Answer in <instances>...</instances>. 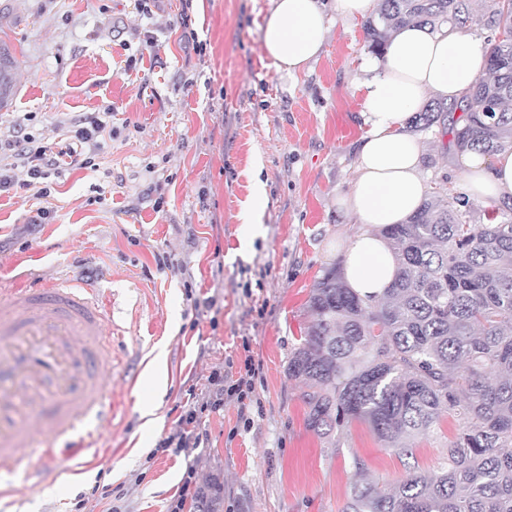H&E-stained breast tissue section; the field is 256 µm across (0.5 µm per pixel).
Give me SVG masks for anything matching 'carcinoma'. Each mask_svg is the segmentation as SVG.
I'll list each match as a JSON object with an SVG mask.
<instances>
[{"instance_id": "carcinoma-1", "label": "carcinoma", "mask_w": 512, "mask_h": 512, "mask_svg": "<svg viewBox=\"0 0 512 512\" xmlns=\"http://www.w3.org/2000/svg\"><path fill=\"white\" fill-rule=\"evenodd\" d=\"M471 21L466 0H380L364 33L377 54L407 25ZM478 25L491 31L487 76L451 105L425 104L412 126L439 127L457 153L493 156L512 150V11L495 0ZM15 69L1 43L0 101ZM379 234L397 261L382 295L355 293L340 262L310 288V321L287 368L305 386L306 424L328 435L364 421L400 457L445 416L458 433L441 471H408L386 492L359 480L344 512H512V205L478 223L466 195L433 187L405 223Z\"/></svg>"}]
</instances>
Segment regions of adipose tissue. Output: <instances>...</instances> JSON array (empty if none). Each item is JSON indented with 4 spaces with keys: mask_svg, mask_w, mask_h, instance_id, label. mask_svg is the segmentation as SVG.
I'll return each mask as SVG.
<instances>
[{
    "mask_svg": "<svg viewBox=\"0 0 512 512\" xmlns=\"http://www.w3.org/2000/svg\"><path fill=\"white\" fill-rule=\"evenodd\" d=\"M327 28L320 0H275L264 28V47L278 71L295 75L322 50ZM487 68L481 41L461 29L408 26L393 34L369 63L361 117L367 127L357 147L356 172L339 204L365 230L344 256L345 279L360 295H380L391 284L395 257L379 228L405 223L427 191L421 151L408 133L425 98L454 101ZM470 196L485 201L512 197V152L461 157Z\"/></svg>",
    "mask_w": 512,
    "mask_h": 512,
    "instance_id": "ef3b65f1",
    "label": "adipose tissue"
}]
</instances>
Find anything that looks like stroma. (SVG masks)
Instances as JSON below:
<instances>
[{"label":"stroma","instance_id":"obj_1","mask_svg":"<svg viewBox=\"0 0 512 512\" xmlns=\"http://www.w3.org/2000/svg\"><path fill=\"white\" fill-rule=\"evenodd\" d=\"M145 2L144 13L135 0H0V40L17 61L0 138L31 112L28 133L64 146L68 119L114 111L95 169L53 176L46 201L0 194V276L20 261L39 281L74 276L97 288L112 302L114 350L100 456H70L69 475L17 495L10 512H167L189 458L157 442L187 390L206 395L213 368L238 376L249 355L260 369L247 408L228 399L201 423L198 480L216 483L220 512H342L357 477L387 488L407 470L437 471L453 420L414 439L408 459L361 421L322 436L286 373L313 280L362 230L336 199L366 132L363 18L330 15L320 55L290 76L263 44L274 0ZM149 39L154 52L141 53ZM416 139L425 181L459 188L460 158L437 129ZM259 181L266 201L252 236L239 215ZM42 206L49 219L31 225ZM158 253L184 273L158 270ZM188 279L210 308H193ZM81 492L90 499L79 511Z\"/></svg>","mask_w":512,"mask_h":512}]
</instances>
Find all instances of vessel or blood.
I'll use <instances>...</instances> for the list:
<instances>
[{"mask_svg": "<svg viewBox=\"0 0 512 512\" xmlns=\"http://www.w3.org/2000/svg\"><path fill=\"white\" fill-rule=\"evenodd\" d=\"M109 313L97 291L69 280L16 288L0 279V474L21 465L41 434L49 464L31 485L57 480L58 458L95 451V433L111 424L102 377L112 369Z\"/></svg>", "mask_w": 512, "mask_h": 512, "instance_id": "1", "label": "vessel or blood"}]
</instances>
